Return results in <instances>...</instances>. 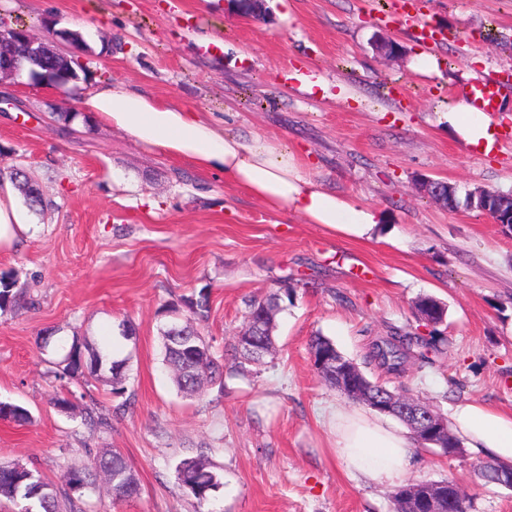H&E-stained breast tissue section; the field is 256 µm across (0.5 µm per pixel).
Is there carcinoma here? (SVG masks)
<instances>
[{
  "instance_id": "obj_1",
  "label": "carcinoma",
  "mask_w": 512,
  "mask_h": 512,
  "mask_svg": "<svg viewBox=\"0 0 512 512\" xmlns=\"http://www.w3.org/2000/svg\"><path fill=\"white\" fill-rule=\"evenodd\" d=\"M17 191L30 208L42 204L36 183L21 171L10 175ZM485 188L469 191L461 200L454 190L444 199L450 210L461 206L476 211L487 208ZM282 297L277 293L248 301L243 330L252 334V349L235 337L232 352L216 355L212 345L194 324L207 321L210 307L208 296L199 292L195 298L185 300L189 316L178 327L170 325L161 329L164 361L175 372V381L183 392H197L203 382L224 381V373H235L243 369L242 360L258 362L274 348L273 326L275 316L282 310ZM415 308L422 319L436 324L443 322L444 306L430 296H422L415 302ZM438 336H386L373 342L370 358L388 374L399 377L406 372L411 358H428L429 350L438 349ZM56 377L62 379L81 374L89 379L99 380L105 374L111 375L112 395L116 398L127 393L126 360L112 357V340L102 346H92L73 337L68 353L58 362ZM0 419L23 425L31 422L30 412L17 404L0 402ZM89 464L67 468L62 479L63 490L45 478L37 469L19 462L0 463V501H8L19 507V512H63V500H72L96 491L98 477H103L110 486L113 496L131 498L140 491L139 481L128 468L123 454L112 448L88 450ZM180 487L186 490L197 503L198 508L208 504L221 485L217 466L203 453L182 459L175 468ZM458 485L451 479H421L412 482L416 488L414 496L406 498L402 490L393 496L392 512H423V501H433L441 509L448 505V486Z\"/></svg>"
}]
</instances>
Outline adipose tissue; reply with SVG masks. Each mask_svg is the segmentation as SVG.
I'll use <instances>...</instances> for the list:
<instances>
[{
  "label": "adipose tissue",
  "instance_id": "adipose-tissue-1",
  "mask_svg": "<svg viewBox=\"0 0 512 512\" xmlns=\"http://www.w3.org/2000/svg\"><path fill=\"white\" fill-rule=\"evenodd\" d=\"M82 110L111 123L137 143L162 149L191 161L199 170L224 176L255 201L275 212L293 213L310 224H325L341 234L371 240L382 217L376 209L337 195L300 165L287 143L256 136L244 139L200 113L165 104L134 88L115 83L88 92ZM472 148L490 154L496 144L490 120L468 98H460L448 114ZM10 180L0 181V249L31 237L14 202ZM454 432L469 445L505 464H512V414L467 402L453 416ZM406 431L386 416L337 411L336 455L347 471L376 484L392 482L411 457Z\"/></svg>",
  "mask_w": 512,
  "mask_h": 512
}]
</instances>
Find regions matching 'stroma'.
I'll list each match as a JSON object with an SVG mask.
<instances>
[{"label": "stroma", "instance_id": "stroma-1", "mask_svg": "<svg viewBox=\"0 0 512 512\" xmlns=\"http://www.w3.org/2000/svg\"><path fill=\"white\" fill-rule=\"evenodd\" d=\"M392 0H267L259 19L224 0H0V26L57 16L92 49L85 78L58 91L28 75L0 80V172L27 170L45 206L29 212L33 238L0 251V277L16 303L0 311V401L28 409L31 424L0 422V462L18 461L61 484L86 449L117 448L140 483L133 499L107 485L77 512H196L176 481L181 459L206 451L222 487L211 512H392L397 486L453 478L470 512H512V489L476 475L483 452L455 457L413 447L408 469L378 486L349 475L335 453L331 418L357 403L326 385L309 353L321 335L370 380L372 341L428 336L414 308L441 301L442 338L429 363L413 360L409 394L451 417L464 401L512 411V232L475 210H448L422 178L459 192L512 191V109L491 113L497 147L470 149L447 116L456 96L488 73L512 101V0H412L399 21ZM443 34L424 44L419 22ZM402 53L378 52L380 38ZM432 54L437 72L417 67ZM124 82L201 113L244 139L285 141L328 189L378 208V238H347L324 224L276 213L190 161L145 147L103 122L63 124L84 94ZM288 290L275 350L245 372L178 391L163 360L169 305L207 291L201 327L215 351L233 344L246 303ZM136 334L120 337L123 321ZM115 339L126 359V397L109 383L54 375L73 336ZM50 337L41 347V337ZM74 398L59 410L60 388ZM108 429L84 423L87 408Z\"/></svg>", "mask_w": 512, "mask_h": 512}]
</instances>
